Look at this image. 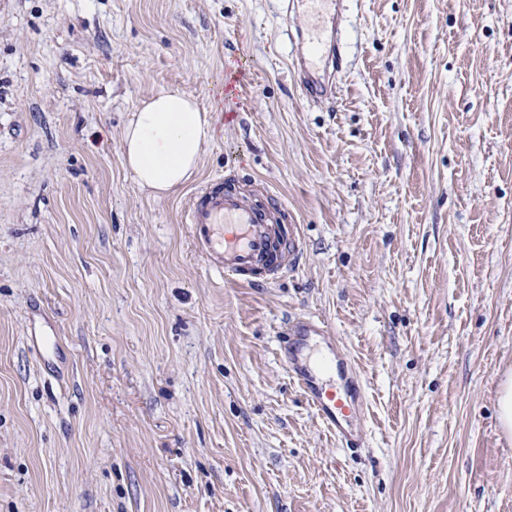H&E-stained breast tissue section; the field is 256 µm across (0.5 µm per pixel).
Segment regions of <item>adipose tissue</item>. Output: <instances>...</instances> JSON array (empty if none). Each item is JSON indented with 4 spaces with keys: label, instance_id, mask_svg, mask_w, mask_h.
I'll use <instances>...</instances> for the list:
<instances>
[{
    "label": "adipose tissue",
    "instance_id": "adipose-tissue-1",
    "mask_svg": "<svg viewBox=\"0 0 512 512\" xmlns=\"http://www.w3.org/2000/svg\"><path fill=\"white\" fill-rule=\"evenodd\" d=\"M215 136L212 113L178 90L142 101L123 135L124 163L134 182L157 198L180 191L197 172Z\"/></svg>",
    "mask_w": 512,
    "mask_h": 512
}]
</instances>
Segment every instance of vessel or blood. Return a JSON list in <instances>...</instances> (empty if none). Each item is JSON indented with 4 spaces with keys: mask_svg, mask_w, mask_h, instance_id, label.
<instances>
[{
    "mask_svg": "<svg viewBox=\"0 0 512 512\" xmlns=\"http://www.w3.org/2000/svg\"><path fill=\"white\" fill-rule=\"evenodd\" d=\"M309 51L297 72L304 95L318 98L333 91L320 80L316 63L338 65L341 57L328 40L320 18L306 33ZM286 207L262 180L242 185L227 174L223 185L197 191L185 222L198 252L225 280L253 284L276 279L292 268L301 247L297 225H286ZM288 372L319 421L345 448H357L361 437L349 426L365 406L364 384L353 370L338 339L322 323L304 318L289 331L285 353Z\"/></svg>",
    "mask_w": 512,
    "mask_h": 512,
    "instance_id": "b4317fda",
    "label": "vessel or blood"
}]
</instances>
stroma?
Wrapping results in <instances>:
<instances>
[{"label":"stroma","instance_id":"35a3bbf8","mask_svg":"<svg viewBox=\"0 0 512 512\" xmlns=\"http://www.w3.org/2000/svg\"><path fill=\"white\" fill-rule=\"evenodd\" d=\"M306 99L278 0H0V512H512V0H341ZM215 112L194 179L126 171L142 100ZM303 250L267 284L184 222L226 170ZM366 390L342 448L288 374L290 322ZM499 423L505 434H512V373L506 374L498 397Z\"/></svg>","mask_w":512,"mask_h":512}]
</instances>
